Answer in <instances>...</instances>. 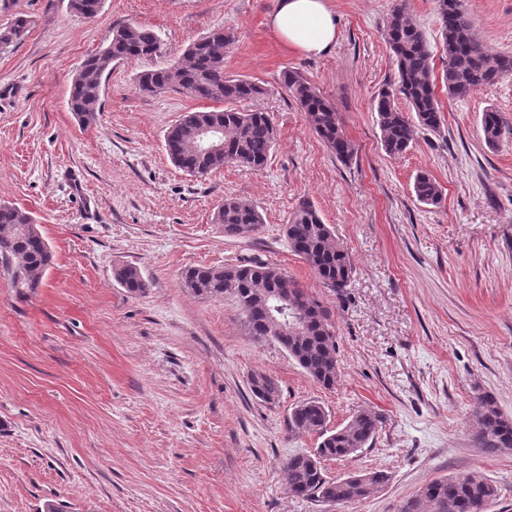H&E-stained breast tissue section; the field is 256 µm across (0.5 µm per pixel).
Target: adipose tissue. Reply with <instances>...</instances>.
I'll use <instances>...</instances> for the list:
<instances>
[{
    "mask_svg": "<svg viewBox=\"0 0 512 512\" xmlns=\"http://www.w3.org/2000/svg\"><path fill=\"white\" fill-rule=\"evenodd\" d=\"M270 26L288 47L323 55L336 43V18L327 0H277Z\"/></svg>",
    "mask_w": 512,
    "mask_h": 512,
    "instance_id": "ef3b65f1",
    "label": "adipose tissue"
}]
</instances>
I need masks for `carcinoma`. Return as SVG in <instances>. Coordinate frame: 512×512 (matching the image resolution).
Here are the masks:
<instances>
[{
    "label": "carcinoma",
    "mask_w": 512,
    "mask_h": 512,
    "mask_svg": "<svg viewBox=\"0 0 512 512\" xmlns=\"http://www.w3.org/2000/svg\"><path fill=\"white\" fill-rule=\"evenodd\" d=\"M100 0H69L76 13L93 19ZM441 21L444 68L442 81L448 94L464 98L475 91L512 75V53H500L483 45L474 32L464 0H436ZM28 31L27 20L17 17L0 28V49L20 43ZM385 38L396 65L397 80L381 90L374 112L381 131L382 145L390 156L405 153L414 140L416 127L437 131L443 124L433 86V51L421 30L412 23L406 0H398L385 28ZM161 42L147 25L129 24L116 28L107 46L88 56L71 81L68 107L79 124L89 126L101 111L104 83L116 62L148 58L160 53ZM285 88L298 102L309 127L341 162L353 158L354 146L345 135L331 103L305 76L294 70L283 75ZM138 88L145 93L182 91L197 99L217 103L210 110L184 113L164 134L165 151L175 166L195 177H204L230 162L250 169L267 163L276 140V129L264 112L242 111L236 104L264 94L259 83L224 73V39L211 31L193 42L184 58L173 65L148 70L138 77ZM409 102L416 121L396 105L398 96ZM212 127L224 134V154H210L191 145L192 133ZM484 140L490 147L501 141L505 124L500 113L488 110L482 116ZM417 200L437 205L442 187L432 177L420 174L414 181ZM214 221L224 225V235L250 238L263 224L262 216L249 202L227 197ZM286 236L290 250L306 263L323 287L344 298L352 276L347 255L336 243L330 227L324 224L314 203L302 199L292 211ZM53 264V253L31 215L14 205L0 204V267L16 293L25 296L36 291ZM114 278L131 295L146 288L133 266H121ZM183 286L209 298L230 295L239 306L248 334L257 342L271 333V303L286 296L295 308L307 314L308 323L296 333L275 338L288 355L313 380L330 389L338 380L336 336L331 315L280 268L261 260L215 266H190L182 272ZM250 389L264 403L278 400L277 384L254 372ZM478 437L493 450L512 448V418L499 410L490 396L479 397ZM329 414L316 400L296 405L289 414L290 429L316 433L320 442L313 453H296L288 458L283 474L294 495L328 504H343L369 497L387 481L381 470L349 474L332 479L322 461L344 460L372 444L382 426V416L361 410L342 428L328 429ZM497 489L484 480L455 477L431 480L417 494L404 501L399 512H477V505L488 506Z\"/></svg>",
    "instance_id": "cac0c4a2"
}]
</instances>
